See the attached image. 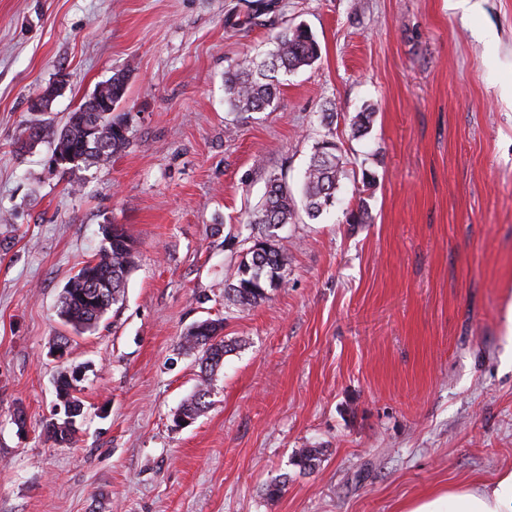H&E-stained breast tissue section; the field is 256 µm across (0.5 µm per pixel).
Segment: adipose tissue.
Segmentation results:
<instances>
[{
  "instance_id": "ef3b65f1",
  "label": "adipose tissue",
  "mask_w": 512,
  "mask_h": 512,
  "mask_svg": "<svg viewBox=\"0 0 512 512\" xmlns=\"http://www.w3.org/2000/svg\"><path fill=\"white\" fill-rule=\"evenodd\" d=\"M405 512H512V472L491 484H472L407 503Z\"/></svg>"
}]
</instances>
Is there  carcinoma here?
<instances>
[{
  "instance_id": "obj_1",
  "label": "carcinoma",
  "mask_w": 512,
  "mask_h": 512,
  "mask_svg": "<svg viewBox=\"0 0 512 512\" xmlns=\"http://www.w3.org/2000/svg\"><path fill=\"white\" fill-rule=\"evenodd\" d=\"M319 58V45L307 27L299 24L279 32L269 48L256 57H246L224 72V100L228 108L239 113L265 112L275 109L281 81L279 75L312 65ZM99 99H87L70 113L67 122L56 128L44 121L27 125L21 133L22 146L33 145L29 131L41 133L39 141L52 146V154L68 160L62 165L67 173L81 167L110 162L112 156L129 143V113L117 112L126 93L125 75L116 73L96 87ZM112 111H103V105ZM346 159L336 142L327 137L317 143L303 172L301 198L311 220L329 212V200H338L341 180L345 176ZM296 198L283 179L273 176L268 181L266 198L250 223L258 227V236L246 249L237 265L233 282L224 289V298L236 308H249L269 299V292L285 283L287 258L276 246L277 230L294 223ZM137 265L135 241L124 225H112V242L101 245L98 254L83 262L59 297L57 315L63 325L77 334L98 329L111 308L122 300L130 273ZM224 322L205 319L191 325L180 340V349L198 357L201 379L198 389L178 410L197 419L208 406L209 386L215 369L223 363L228 345L224 344ZM71 366L61 370L55 380L57 403L75 404L73 417L83 415L84 403L76 395L79 383ZM55 420L46 424V433L54 444H74L75 426L58 429ZM322 449L301 448L295 453L293 465L313 470L321 461Z\"/></svg>"
}]
</instances>
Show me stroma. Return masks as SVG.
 Segmentation results:
<instances>
[{
  "instance_id": "35a3bbf8",
  "label": "stroma",
  "mask_w": 512,
  "mask_h": 512,
  "mask_svg": "<svg viewBox=\"0 0 512 512\" xmlns=\"http://www.w3.org/2000/svg\"><path fill=\"white\" fill-rule=\"evenodd\" d=\"M236 2L0 0V512H402L512 470V0H276L226 26ZM298 23L318 60L281 76L274 111H228V65ZM117 73L132 134L110 163L17 150ZM327 134L341 209L279 230L284 286L228 306L269 175L299 187ZM360 204L369 222L346 223ZM105 224L138 267L61 361L59 296ZM207 318L233 349L177 428L200 375L180 338ZM67 364L86 411L68 448L45 430ZM301 448L323 449L313 471Z\"/></svg>"
}]
</instances>
